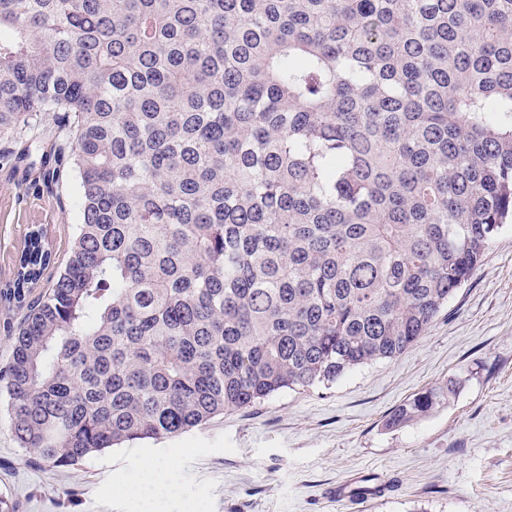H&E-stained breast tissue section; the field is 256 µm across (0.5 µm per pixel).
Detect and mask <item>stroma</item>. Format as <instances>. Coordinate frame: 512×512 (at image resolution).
Masks as SVG:
<instances>
[{
    "label": "stroma",
    "mask_w": 512,
    "mask_h": 512,
    "mask_svg": "<svg viewBox=\"0 0 512 512\" xmlns=\"http://www.w3.org/2000/svg\"><path fill=\"white\" fill-rule=\"evenodd\" d=\"M26 165L0 161V287L31 225L63 270L81 222L79 182L30 189ZM454 382L436 413L389 430L417 392ZM371 474L382 494L344 505L336 485ZM174 485L151 501L122 494ZM17 512H512V224L423 337L402 355L307 392L284 391L158 442L47 467L0 415V495Z\"/></svg>",
    "instance_id": "obj_1"
}]
</instances>
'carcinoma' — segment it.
Instances as JSON below:
<instances>
[{"mask_svg": "<svg viewBox=\"0 0 512 512\" xmlns=\"http://www.w3.org/2000/svg\"><path fill=\"white\" fill-rule=\"evenodd\" d=\"M0 142L79 181L0 290L9 428L74 467L418 342L512 221V0H0Z\"/></svg>", "mask_w": 512, "mask_h": 512, "instance_id": "cac0c4a2", "label": "carcinoma"}]
</instances>
